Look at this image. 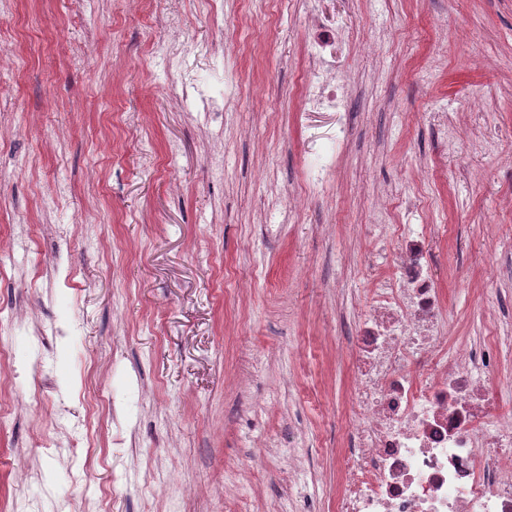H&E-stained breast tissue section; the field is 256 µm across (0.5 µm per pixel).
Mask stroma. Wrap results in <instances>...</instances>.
Listing matches in <instances>:
<instances>
[{
	"mask_svg": "<svg viewBox=\"0 0 512 512\" xmlns=\"http://www.w3.org/2000/svg\"><path fill=\"white\" fill-rule=\"evenodd\" d=\"M336 17L380 45L375 58L347 50L346 112L302 111L304 0H224L206 15L198 0H148L147 14L176 9L193 50L181 60L204 92L233 66L240 94L224 128L206 140L207 115L172 102L150 32L125 20L119 0H11L0 50L23 54L0 73V119L36 113L31 133L0 150V241L26 231L31 245L0 258V301L45 325L67 323L34 351L26 328L16 361L0 359V512H21L18 478L106 512H275L290 498L286 455L306 449V481L332 512L352 390L346 346L371 269H388L395 239L367 235L371 196L419 191L412 223L437 224L435 272L448 297L450 339L512 333L499 318L512 301V0H334ZM276 51L255 41L264 15ZM467 38L443 35L440 20ZM100 42L101 62L77 57L79 38ZM221 42L219 52L210 46ZM494 59L475 70L473 57ZM465 116L473 143L444 142L442 121ZM346 131L343 164L311 192L300 220L277 204L283 185L305 181L315 152ZM497 145L496 153L483 148ZM177 144L169 155V144ZM224 155L212 181L207 157ZM265 167L267 178L254 174ZM430 181L415 184L420 168ZM100 177L85 187L89 170ZM67 192L41 211V192ZM68 225L65 234L56 225ZM121 404L131 446L112 445L97 396ZM85 421L94 445L88 479L50 451L60 426ZM179 478L185 497L154 488ZM235 482L238 494L226 497Z\"/></svg>",
	"mask_w": 512,
	"mask_h": 512,
	"instance_id": "1",
	"label": "stroma"
}]
</instances>
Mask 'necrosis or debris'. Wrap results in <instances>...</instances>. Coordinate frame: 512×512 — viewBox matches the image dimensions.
<instances>
[{
	"mask_svg": "<svg viewBox=\"0 0 512 512\" xmlns=\"http://www.w3.org/2000/svg\"><path fill=\"white\" fill-rule=\"evenodd\" d=\"M303 109L348 106L336 67L359 37L323 0H308ZM156 49L168 84L192 89L178 59L183 19L168 12ZM393 269L372 274L346 355L354 380L334 512H512V420L498 386L512 337L449 345L448 305L435 273L433 229L397 225Z\"/></svg>",
	"mask_w": 512,
	"mask_h": 512,
	"instance_id": "4bbe7bcc",
	"label": "necrosis or debris"
}]
</instances>
